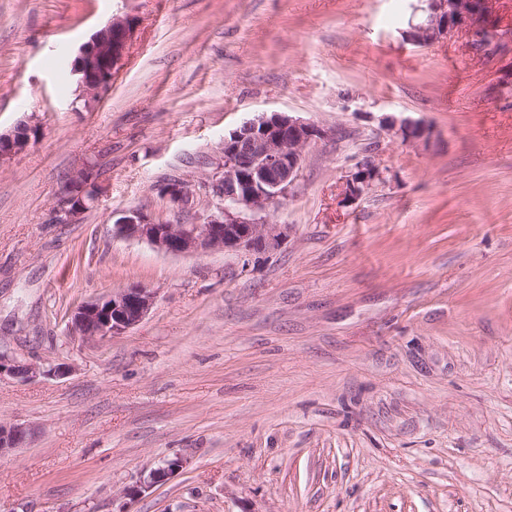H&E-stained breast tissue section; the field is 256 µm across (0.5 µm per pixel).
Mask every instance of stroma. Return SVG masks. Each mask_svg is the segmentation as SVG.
I'll return each instance as SVG.
<instances>
[{
    "label": "stroma",
    "instance_id": "stroma-1",
    "mask_svg": "<svg viewBox=\"0 0 512 512\" xmlns=\"http://www.w3.org/2000/svg\"><path fill=\"white\" fill-rule=\"evenodd\" d=\"M412 0H0V351L49 368L0 380V512H512V41L417 46ZM115 17L111 87L72 62ZM328 129L279 202L265 253L166 256L113 231L140 210L200 224L224 137L262 113ZM428 141L385 135L384 118ZM383 180L351 203L363 157ZM103 191L56 210L74 173ZM156 293L98 341L72 311ZM182 458L137 496L139 478ZM383 129L392 138L400 139L404 143L426 141L429 138V129L418 122L403 120L397 123L393 119L383 121ZM26 129H28L27 133L29 134L32 128L23 124L18 126L12 134L0 133V164L10 159L13 154L21 151L29 144L31 137L26 138L23 135ZM83 170L84 169L80 170L75 175V177L70 182V185L66 188L64 196L60 200L57 213L61 221H73L84 211L82 207L73 206V196L76 194L75 186L80 180ZM195 191V186L193 187L185 180H173L159 187L161 195L167 197L172 203L181 206L188 205L193 199ZM27 434L24 427L0 423V457L24 444Z\"/></svg>",
    "mask_w": 512,
    "mask_h": 512
}]
</instances>
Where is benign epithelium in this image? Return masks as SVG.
Here are the masks:
<instances>
[{
    "label": "benign epithelium",
    "instance_id": "7a95c632",
    "mask_svg": "<svg viewBox=\"0 0 512 512\" xmlns=\"http://www.w3.org/2000/svg\"><path fill=\"white\" fill-rule=\"evenodd\" d=\"M132 24L115 17L79 47L74 72L86 93L109 87L112 73L124 58L132 37ZM463 34L469 43H488L499 36L492 0H418L413 5L406 37L416 45L430 46L454 35ZM383 129L404 143L429 138V129L410 120L388 119ZM26 125L12 134L0 133V164L24 149L30 139ZM329 135V130L285 113H262L245 121L224 137V173L219 179L204 182V189L224 200V209L202 224H157L148 215L133 210L115 221V233L149 243L157 251L172 256L203 253L259 252L279 247L283 237L275 227L253 224L241 217L244 210L264 211L282 198L298 177L306 147ZM76 174L60 200L58 217L72 221L83 212L73 205ZM383 180L370 159L357 163L346 179L345 197L356 199L373 183ZM159 192L172 203L185 206L195 187L185 180L160 185ZM155 293L148 288H125L77 306L70 318L73 333L87 339L102 340L125 332L138 324L151 309ZM44 373L42 367L0 352V380H32ZM28 431L0 423V456L24 444ZM182 461L176 459L153 471L149 480L128 488L133 494L167 480Z\"/></svg>",
    "mask_w": 512,
    "mask_h": 512
}]
</instances>
